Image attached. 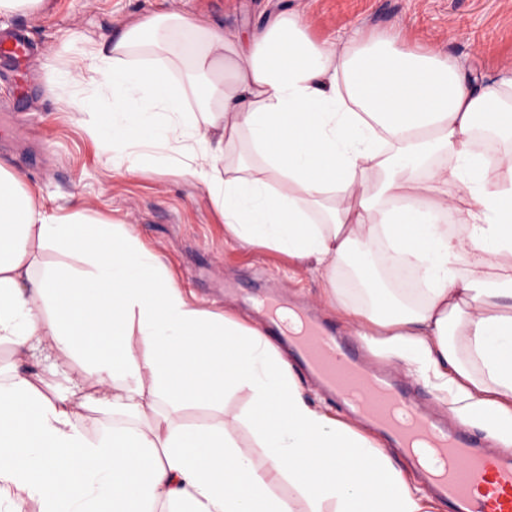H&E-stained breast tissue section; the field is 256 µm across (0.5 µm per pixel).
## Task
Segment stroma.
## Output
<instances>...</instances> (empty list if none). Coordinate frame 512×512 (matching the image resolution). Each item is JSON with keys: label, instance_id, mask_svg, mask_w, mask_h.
Listing matches in <instances>:
<instances>
[{"label": "stroma", "instance_id": "1", "mask_svg": "<svg viewBox=\"0 0 512 512\" xmlns=\"http://www.w3.org/2000/svg\"><path fill=\"white\" fill-rule=\"evenodd\" d=\"M193 12L236 36L285 13L299 14L309 34L335 39L355 29L400 34L409 47L442 52L467 74L490 78L512 69V0H48L37 15H0V36L24 32L35 46L23 63L0 55V114L11 117L0 132V164L35 189L47 213L80 207L115 224L132 225L140 242L200 307L256 328L262 299L305 307L342 335L358 333L330 302L322 274L273 248L247 245L224 233V219L207 189L182 175L183 159L151 147V170L111 168L104 143L89 138L77 113L48 89L51 71L79 53L82 37L99 40L117 29L164 13ZM373 362L400 372L418 404L455 414L404 359L359 342ZM238 444L261 457L249 422L251 404L236 391L224 396Z\"/></svg>", "mask_w": 512, "mask_h": 512}]
</instances>
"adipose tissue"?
I'll return each mask as SVG.
<instances>
[{
    "instance_id": "adipose-tissue-1",
    "label": "adipose tissue",
    "mask_w": 512,
    "mask_h": 512,
    "mask_svg": "<svg viewBox=\"0 0 512 512\" xmlns=\"http://www.w3.org/2000/svg\"><path fill=\"white\" fill-rule=\"evenodd\" d=\"M133 174L164 142L224 232L323 273L361 329L407 356L465 418L512 421V73L465 77L433 49L356 33L316 41L296 14L249 43L195 14L86 39L50 85ZM78 250L80 269L44 264ZM356 252L411 270L387 287ZM0 512H425L427 496L304 396L253 327L193 303L131 225L46 213L0 165ZM246 392L255 460L224 413ZM210 409L199 424L191 407Z\"/></svg>"
}]
</instances>
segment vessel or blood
I'll list each match as a JSON object with an SVG mask.
<instances>
[{
	"label": "vessel or blood",
	"instance_id": "b4317fda",
	"mask_svg": "<svg viewBox=\"0 0 512 512\" xmlns=\"http://www.w3.org/2000/svg\"><path fill=\"white\" fill-rule=\"evenodd\" d=\"M263 307L273 336L288 345L299 370L321 394L382 435L411 462L442 512H512V456L486 448L464 425L420 409L393 375L365 367L354 343L305 310L281 319Z\"/></svg>",
	"mask_w": 512,
	"mask_h": 512
}]
</instances>
